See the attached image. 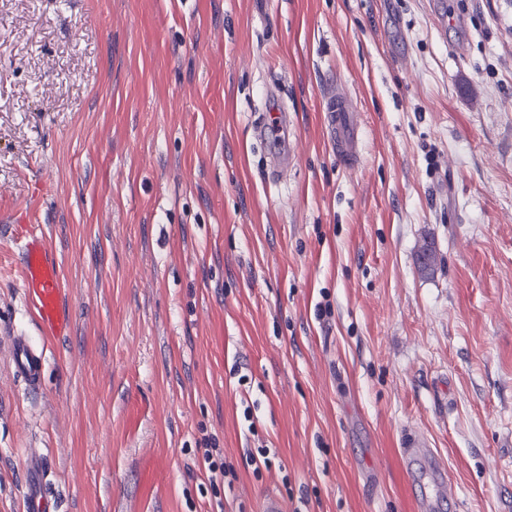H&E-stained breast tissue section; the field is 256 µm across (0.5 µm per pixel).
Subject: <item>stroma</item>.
<instances>
[{"mask_svg":"<svg viewBox=\"0 0 512 512\" xmlns=\"http://www.w3.org/2000/svg\"><path fill=\"white\" fill-rule=\"evenodd\" d=\"M32 203L71 332L28 392L0 222V512L34 450L61 512H418L411 430L437 512H512V0H0V212ZM328 125L336 157L347 167H354L359 159V120L350 103L336 94L326 103ZM401 456L417 488L419 510L432 512L440 498H447L448 505H453L456 496L449 486L446 468L425 437L416 432L406 434ZM213 451L216 452L214 448L204 449L202 457L204 461V468L209 474L207 476L209 485L214 488L216 487L218 480H223L224 482V478L227 477V474L233 477L234 473L226 464L221 454L218 452V454L216 453V455H214Z\"/></svg>","mask_w":512,"mask_h":512,"instance_id":"obj_1","label":"stroma"}]
</instances>
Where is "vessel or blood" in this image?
Returning <instances> with one entry per match:
<instances>
[{"mask_svg":"<svg viewBox=\"0 0 512 512\" xmlns=\"http://www.w3.org/2000/svg\"><path fill=\"white\" fill-rule=\"evenodd\" d=\"M326 110L337 158L345 166H355L360 159L356 112L347 99L338 94L329 97ZM18 255L22 305L33 332L29 335L12 333L11 367L27 390L35 393L42 385L48 347L68 336L71 322L61 283L60 260L37 226H28L21 233ZM401 456L417 489L420 512H434L439 499L452 498L446 468L425 437L416 432L406 434ZM26 472L28 491L24 512H50L55 501L48 484L50 469L42 454L29 455Z\"/></svg>","mask_w":512,"mask_h":512,"instance_id":"vessel-or-blood-1","label":"vessel or blood"}]
</instances>
